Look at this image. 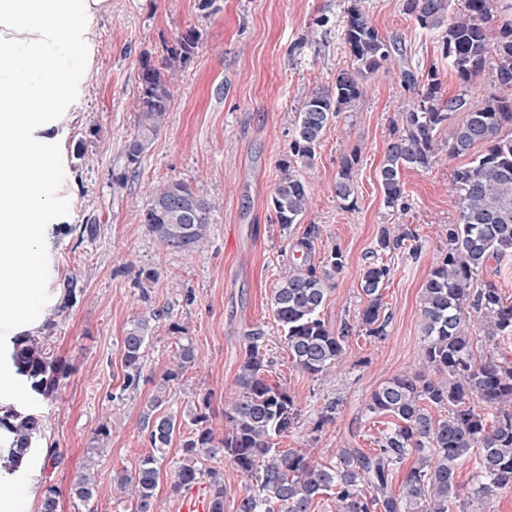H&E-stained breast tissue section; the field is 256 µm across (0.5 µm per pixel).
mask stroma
<instances>
[{
	"mask_svg": "<svg viewBox=\"0 0 512 512\" xmlns=\"http://www.w3.org/2000/svg\"><path fill=\"white\" fill-rule=\"evenodd\" d=\"M372 23L396 37L419 73L437 65L448 93L461 86L444 60L437 36L404 14L401 0H364ZM348 0H112L111 15L96 25L94 68L74 107L67 143L74 181L71 223L97 220L98 238L79 242L77 233L54 243L55 279L72 277L82 292L66 317L38 336L53 357L70 367L55 397L39 402L43 443L59 448L62 463L50 480L60 491L58 512H133L129 498L113 488L112 475L131 471L152 448L140 419L170 366L179 338H190L201 362L170 388L165 412H181L203 395L211 397V421L224 432V401L236 390L244 334L264 331L270 381L287 386L301 417L278 446L306 448L321 463L334 461L344 444L371 452L387 415H368L371 393L415 365L423 351L419 324L421 289L443 228L457 218L448 192L452 162L426 171L402 172L407 211L384 205L379 169L408 94L396 67L380 71L348 117L327 128L309 179L310 204L301 223L281 228L270 199L280 179L278 161L288 153L297 112L311 92L330 87L348 61L343 41ZM201 38L173 89L165 126L142 157L134 179L116 182L124 149L134 130L132 110L142 58L160 60L188 28ZM467 88L473 100L488 90L486 77ZM357 153L354 201L334 192L342 155ZM189 184L211 207L208 243L187 254L166 250L140 222L153 188L168 180ZM318 224L315 261L340 250L345 266L327 282L321 318L333 330L349 327L342 361L330 373L296 368L275 322L270 299L288 265L289 243L306 225ZM405 228L417 235L422 253L391 250L390 280L382 290L388 335L367 336L358 320L365 305L361 273L381 231ZM156 278L140 285L141 269ZM174 309L178 332L160 326L144 351L138 389L124 390L123 337L129 320L148 305ZM343 404L335 422L318 425L320 409L333 398ZM108 426L106 445L95 433ZM98 482L91 506L72 498L69 486L87 458Z\"/></svg>",
	"mask_w": 512,
	"mask_h": 512,
	"instance_id": "stroma-1",
	"label": "stroma"
}]
</instances>
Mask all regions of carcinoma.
I'll return each instance as SVG.
<instances>
[{
  "label": "carcinoma",
  "mask_w": 512,
  "mask_h": 512,
  "mask_svg": "<svg viewBox=\"0 0 512 512\" xmlns=\"http://www.w3.org/2000/svg\"><path fill=\"white\" fill-rule=\"evenodd\" d=\"M402 10L423 29L439 34L443 57L463 88L449 95L439 69L432 66L425 81L409 64L398 41L383 36L366 14L362 0H350L344 29L349 63L336 72L330 88L312 93L295 121L288 156L278 167L281 178L271 197L275 221L284 229L300 223L311 198L306 171L314 166L326 129L353 111L367 92V82L400 57L398 80L408 91L400 121L393 123L379 169L384 204L405 209V169L428 170L443 159L468 157L452 168L449 192L455 199L457 222L444 228L447 246L436 257L422 288L419 321L423 352L417 365L393 376L369 397L366 411L394 418L382 431L377 448L366 454L352 446L337 450L336 460L323 466L305 448L281 451L276 439L298 423L300 406L288 389L266 379L265 336L250 330L245 336L237 392L224 404V435L210 424V398L205 395L182 416L155 415L166 403L170 386L197 360L193 341L178 342L170 367L143 416L152 453L138 468L112 477L117 490L135 502L134 512H161L156 488L166 450L179 436L181 460L169 468L171 492L178 494L209 479V512H224V463L246 480L237 512H312L315 500L332 493L336 512H487L490 501L512 490V362L479 351L477 337L493 343L512 337V304L504 302L493 280L477 283L490 260L512 258V0H402ZM201 34L191 28L175 45L165 48L161 61H141L139 94L133 102L134 132L125 148L121 182L136 176L142 156L166 123L175 72L191 59ZM491 76L490 91L474 101L467 85L482 74ZM452 127L448 143L440 134ZM356 153L339 162L336 198L347 201L354 192L352 170ZM140 223L168 250L195 253L208 237L210 205L180 180L157 185L143 207ZM318 224H309L289 247L288 269L271 296L275 322L293 365L311 374H326L345 352L350 327L336 332L320 317L326 280L344 267L343 254L333 250L325 268L314 263ZM409 238H391L382 231L363 269L361 290L366 304L360 323L366 335L379 341L388 335L389 317L382 289L391 274L383 254ZM81 288L74 278L60 286L57 312H66ZM175 331L170 305H152L133 317L123 339L125 387L139 385L142 353L160 324ZM14 360L32 394L51 400L67 368L48 355L36 339L14 340ZM445 411L446 415H434ZM190 432L180 436L183 425ZM42 415L12 408L0 414V430L11 435V470L23 458L33 459L43 436ZM415 463L398 492L392 472L407 456ZM475 457V481L459 492L457 467ZM213 463L204 471L200 461ZM95 461L88 458L70 487V494L89 506L95 496ZM59 492L45 486L40 512H58Z\"/></svg>",
  "instance_id": "1"
}]
</instances>
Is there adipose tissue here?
<instances>
[{
  "label": "adipose tissue",
  "mask_w": 512,
  "mask_h": 512,
  "mask_svg": "<svg viewBox=\"0 0 512 512\" xmlns=\"http://www.w3.org/2000/svg\"><path fill=\"white\" fill-rule=\"evenodd\" d=\"M112 0H0V408L24 410L11 357L59 302L54 242L70 220L64 176L73 106Z\"/></svg>",
  "instance_id": "adipose-tissue-1"
}]
</instances>
